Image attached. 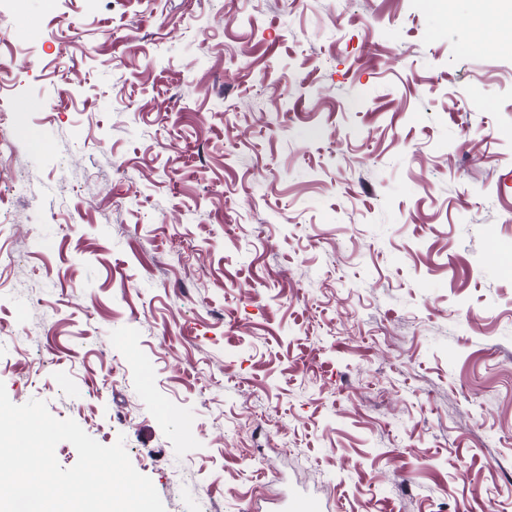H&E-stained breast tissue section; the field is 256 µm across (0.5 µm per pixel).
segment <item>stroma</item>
<instances>
[{
    "instance_id": "35a3bbf8",
    "label": "stroma",
    "mask_w": 512,
    "mask_h": 512,
    "mask_svg": "<svg viewBox=\"0 0 512 512\" xmlns=\"http://www.w3.org/2000/svg\"><path fill=\"white\" fill-rule=\"evenodd\" d=\"M480 41L430 0H0L9 399L123 442L166 512H512Z\"/></svg>"
}]
</instances>
